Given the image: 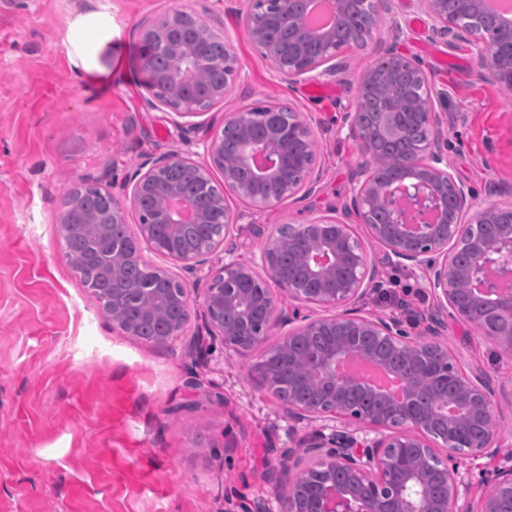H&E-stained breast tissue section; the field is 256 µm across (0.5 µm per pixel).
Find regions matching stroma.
<instances>
[{"instance_id": "obj_1", "label": "stroma", "mask_w": 512, "mask_h": 512, "mask_svg": "<svg viewBox=\"0 0 512 512\" xmlns=\"http://www.w3.org/2000/svg\"><path fill=\"white\" fill-rule=\"evenodd\" d=\"M230 38L240 76L224 101L175 123L142 67L140 31L175 5ZM249 0H0V512H280L271 474L304 433L376 432L333 416L296 421L255 381L265 347L240 356L206 328L201 288L226 257L252 262L283 224L339 216L362 157L346 122L358 85L392 24L425 68L432 101L448 115V166L476 208L512 202V102L477 67L475 36L431 35L417 0H387L364 50L338 52L336 75L282 82L245 27ZM108 14L112 40L97 54L109 70L87 82L68 55L67 34L87 9ZM286 104L311 128L320 180L273 207L227 202L238 216L228 248L193 274L142 244L153 267L184 278L193 307L183 335L165 345L113 328L64 256L58 204L90 181L124 199L144 163L179 155L206 165L203 144L229 112ZM379 270L423 293L401 305L380 291L364 315L400 318L424 333L436 300L423 270L392 259L355 224ZM437 328L464 368L484 371L501 408L502 447L460 460L470 501L489 495L512 452V357L453 315Z\"/></svg>"}]
</instances>
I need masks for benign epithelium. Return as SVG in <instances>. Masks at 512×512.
Here are the masks:
<instances>
[{
	"mask_svg": "<svg viewBox=\"0 0 512 512\" xmlns=\"http://www.w3.org/2000/svg\"><path fill=\"white\" fill-rule=\"evenodd\" d=\"M298 7L281 8L259 19L253 10L245 24L253 42L276 63L280 79L292 83L322 70L336 74L329 64L336 53L312 62L304 51L310 40L329 43L333 30L313 26L306 13V0ZM428 30L444 37L464 31L459 19L448 13L447 0H418ZM365 31L376 30L382 21L381 0H366ZM181 13L173 10L141 31L145 47L144 67L155 99L163 106L176 105L174 115L185 120L200 115L197 71L203 64L224 69V84L206 91L209 104L224 99L238 78L239 66L231 41H224V54L203 61L197 37L179 25ZM502 37L509 44L495 57L494 75L512 87V15L505 18ZM293 33L296 47L283 55L265 38L267 26ZM401 28L394 25L381 56L360 83V93L373 88L380 78L384 97L391 102L385 113L390 132L405 138L419 128L424 140L414 142L395 160L396 171L387 177L376 173L375 143L366 135L358 113L349 114V128L358 138L366 161L357 167L352 194L343 217L322 218L303 224L284 236L271 235L260 250L261 268L279 291L295 303L288 316L278 307L273 292L253 297L248 283L256 270L235 259L203 288L207 320L213 333L224 337V345L241 354L252 352L275 333L286 344L294 336L329 332L335 343L312 352L306 367L297 371L289 359L259 365L257 384L271 388L287 378L295 383L316 378V403L288 401V413L296 420L332 414L352 419L380 433L366 443L355 433L339 431L327 437L313 434L300 438L278 469L276 490L281 512H501L503 499H512V465L500 468L494 491L473 510L461 501L463 479L458 459L464 456H493L499 453L497 420L499 407L487 375L481 370L463 371L456 356L444 346L435 326L420 342L406 339L400 321L361 314L358 304L373 289L378 270L350 218L368 225L372 238L400 262L422 268L436 299L437 310L474 326L494 315L509 323L507 331L492 337L506 355H512V202L495 208L475 209L471 190L448 171V155L441 148L448 113L432 103L418 109L402 105L411 92L430 95L426 73L415 58L400 47ZM224 124H235V139L214 137L204 145L210 166L224 175V185L252 206L279 205L298 193L311 190L319 179L317 154L310 127L295 118L288 120L274 105L258 112H231ZM176 158L164 156L132 179L126 201L137 208L147 200L152 218L140 225L141 236L151 240L159 225L177 240L185 224L212 222V215L198 210L160 176ZM224 228L220 237L229 238L237 215L221 200ZM396 209L390 223L372 224L373 210ZM297 253L304 263L307 282L298 284L282 266L283 253ZM209 251L177 253L173 259L193 272L205 263ZM183 315L171 331L152 343L161 345L180 336L192 320L187 286L179 282ZM382 336L395 342L403 358L393 368L405 382L402 395L392 398L363 379L337 372L344 361L372 358L364 338ZM448 426L442 439L444 452L432 448L434 421Z\"/></svg>",
	"mask_w": 512,
	"mask_h": 512,
	"instance_id": "benign-epithelium-1",
	"label": "benign epithelium"
}]
</instances>
